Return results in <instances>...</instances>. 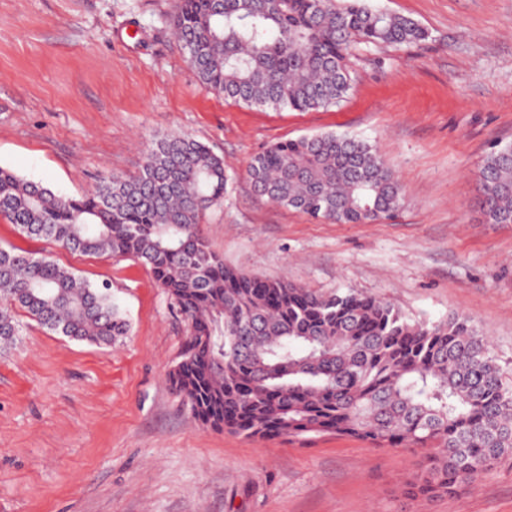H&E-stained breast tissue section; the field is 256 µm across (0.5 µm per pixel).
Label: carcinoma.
Wrapping results in <instances>:
<instances>
[{
  "instance_id": "1",
  "label": "carcinoma",
  "mask_w": 512,
  "mask_h": 512,
  "mask_svg": "<svg viewBox=\"0 0 512 512\" xmlns=\"http://www.w3.org/2000/svg\"><path fill=\"white\" fill-rule=\"evenodd\" d=\"M173 28L202 85L274 111L340 104L361 46L424 40L415 20L366 0H177ZM255 192L314 221L389 220L403 191L378 148L328 132L276 143L252 159ZM489 224H512V144L479 170ZM224 159L178 134L157 141L138 175L65 197L0 167V216L70 252L131 257L188 321L169 374L194 419L213 430L302 442L347 436L430 448L407 497L456 496L512 457V380L465 317L412 320L354 293L248 276L224 265L200 224L224 200ZM47 330L111 346L129 325L106 286L54 261L0 247V344L14 308Z\"/></svg>"
}]
</instances>
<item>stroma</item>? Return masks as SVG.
<instances>
[{"label": "stroma", "instance_id": "35a3bbf8", "mask_svg": "<svg viewBox=\"0 0 512 512\" xmlns=\"http://www.w3.org/2000/svg\"><path fill=\"white\" fill-rule=\"evenodd\" d=\"M424 41L360 47L337 107L273 111L205 88L173 36L175 0H0V167L63 196L136 175L172 134L226 165L204 234L225 264L321 293L354 290L432 322L457 313L512 376V224L486 223L477 174L512 144V0H367ZM324 132L374 143L405 191L390 221L334 224L256 196L273 144ZM109 286L129 323L112 347L55 335L23 309L0 351V512H512V458L465 494L406 499L424 449L350 437L303 446L196 422L168 382L187 323L148 267L20 234Z\"/></svg>", "mask_w": 512, "mask_h": 512}]
</instances>
